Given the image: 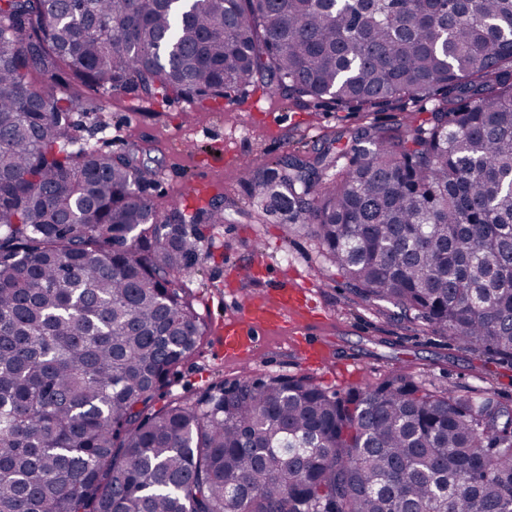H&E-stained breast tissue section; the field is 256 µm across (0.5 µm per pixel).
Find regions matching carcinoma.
Segmentation results:
<instances>
[{
    "label": "carcinoma",
    "mask_w": 512,
    "mask_h": 512,
    "mask_svg": "<svg viewBox=\"0 0 512 512\" xmlns=\"http://www.w3.org/2000/svg\"><path fill=\"white\" fill-rule=\"evenodd\" d=\"M70 84L364 112L439 94L424 126L246 184L362 302L512 362V0H0V512H512L490 397L246 373L156 406L206 334L183 278L224 207L160 211L137 156L72 150Z\"/></svg>",
    "instance_id": "obj_1"
}]
</instances>
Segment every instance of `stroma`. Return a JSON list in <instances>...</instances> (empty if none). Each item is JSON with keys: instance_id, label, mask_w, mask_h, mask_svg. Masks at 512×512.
Masks as SVG:
<instances>
[{"instance_id": "35a3bbf8", "label": "stroma", "mask_w": 512, "mask_h": 512, "mask_svg": "<svg viewBox=\"0 0 512 512\" xmlns=\"http://www.w3.org/2000/svg\"><path fill=\"white\" fill-rule=\"evenodd\" d=\"M434 99L404 107L336 111L326 104L302 108L266 89L202 102L148 100L133 92L78 91L73 136L96 149L138 151L156 170L154 204L168 209L186 202L184 186L202 180L201 202L224 201V222L204 232L198 265L184 278L209 331L179 368L169 394L206 390L243 372L305 375L342 392L404 371L425 387L455 386L512 405V364L462 350L428 325L403 323L357 299L313 235L294 233L287 214L263 211L249 196L244 162L263 166L289 154L307 155L350 129L376 124L393 130L429 118ZM261 265L244 280L241 265ZM294 284L309 305L307 320L289 313L286 322L261 333L243 359L228 361L215 327L238 315L236 293L278 305L275 286Z\"/></svg>"}]
</instances>
